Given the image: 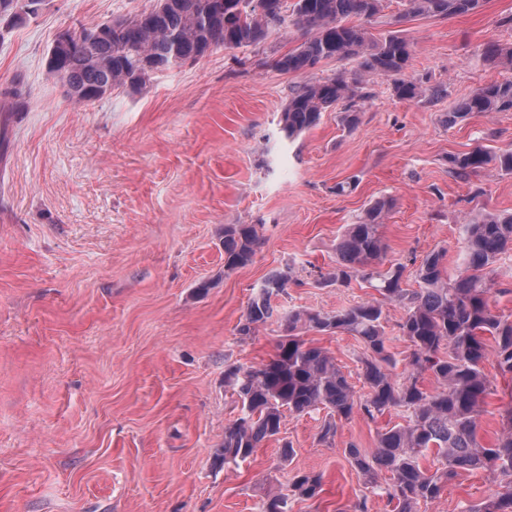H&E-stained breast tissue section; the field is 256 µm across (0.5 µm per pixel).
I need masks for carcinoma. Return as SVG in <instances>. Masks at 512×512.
<instances>
[{
	"label": "carcinoma",
	"mask_w": 512,
	"mask_h": 512,
	"mask_svg": "<svg viewBox=\"0 0 512 512\" xmlns=\"http://www.w3.org/2000/svg\"><path fill=\"white\" fill-rule=\"evenodd\" d=\"M285 0H166L119 26L112 21L85 28L70 39L57 36L48 54L56 64L48 75L65 87L68 100L86 105L120 88L139 90L151 76L174 65L192 63L218 47L236 49L256 45L272 27L285 22ZM384 0H295L291 24L309 31L298 47L274 60L280 71H308L325 60L354 61L359 72L340 71L295 86L281 114V130L289 138L315 127L322 114L340 108L348 130L359 124V114L371 97L365 75L386 77L400 100L429 96L441 99L447 89L429 85L407 74L412 44L394 32L376 39L369 25L380 17ZM399 23L412 16L449 18L480 8L483 0H404ZM359 23L353 24L350 19ZM488 58L512 67V46L491 42ZM23 83L0 86V102L8 112H22L28 104ZM512 111V77L475 89L456 102L446 115L457 124L476 113ZM459 177L489 165L512 173V151L494 153L482 146L448 156ZM386 201L369 206L358 223L347 225L336 244V267L325 281L348 288L361 279L379 298L336 312L282 309L272 299L287 293L291 278L278 271L261 283L237 326L241 336L277 318L281 328L274 354L257 367L231 366L224 372L238 402L240 415L224 426V442L215 454L220 466L250 458L264 440L281 432L283 409L302 414L327 410L319 441L336 436L337 422L356 414L373 419L395 407L411 411L409 423L380 433L375 450L367 454L351 444L344 449L348 462L369 484L378 472L390 473L383 488L393 512H415L420 503L437 498L445 484L463 472L489 471L500 476L499 490L463 512H512V412L494 444L477 442V427L491 382L484 372V337L494 338L497 368L512 374V319L492 311V274L501 258L512 252V214L481 213L463 225V267L452 278L443 276V254L426 256L417 270L422 287L402 288L404 267L380 269L385 243L379 232L389 212ZM262 243L261 225H224V272L252 262ZM398 305L401 336L413 347L403 377L393 374L395 362L386 349V306ZM305 331L356 337L364 346L363 377L367 394L355 398L353 387L325 349L306 343ZM431 374L437 387L420 384ZM433 452L442 467L431 473L420 457ZM321 486L316 474H297L291 491L315 496Z\"/></svg>",
	"instance_id": "carcinoma-1"
}]
</instances>
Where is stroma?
Listing matches in <instances>:
<instances>
[{"mask_svg": "<svg viewBox=\"0 0 512 512\" xmlns=\"http://www.w3.org/2000/svg\"><path fill=\"white\" fill-rule=\"evenodd\" d=\"M153 3L47 0L0 33V83L18 77L29 91L0 153V512H262L267 494L297 473L320 475L322 490L291 497V512H350L363 497L370 512H388V473L366 485L344 449L373 450L407 411L340 422L329 444L318 440L324 412H289L278 439L220 467L214 453L240 413L224 371L274 354L276 321L251 336L236 327L275 271L293 276L274 301L280 309L331 312L375 297L362 282H321L346 226L370 204H390L383 265L403 267L410 290L430 253L444 252L456 273L465 217L512 213V174L461 179L448 169L450 155L478 145L512 150V111L446 121L453 103L505 78L484 49L512 44V0L401 25L414 45L409 75L446 84V98L401 100L374 76L356 130L330 110L293 140L279 123L291 89L356 65L272 68L305 37L292 26L156 73L143 89L70 104L46 73L57 33ZM343 181L354 188L340 195ZM228 224L264 227L253 261L229 275ZM306 339L366 395L358 339ZM485 372L492 390L477 435L488 446L512 407V376L491 360ZM285 441L294 453L283 464ZM498 487L488 472H464L419 512H461Z\"/></svg>", "mask_w": 512, "mask_h": 512, "instance_id": "35a3bbf8", "label": "stroma"}]
</instances>
